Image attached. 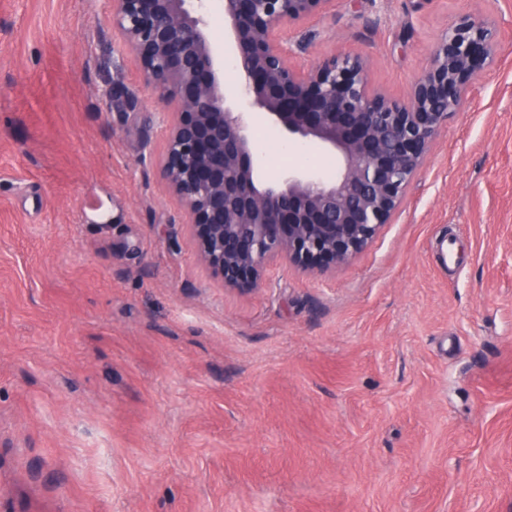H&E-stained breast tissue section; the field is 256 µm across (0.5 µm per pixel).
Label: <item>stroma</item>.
<instances>
[{"label":"stroma","mask_w":512,"mask_h":512,"mask_svg":"<svg viewBox=\"0 0 512 512\" xmlns=\"http://www.w3.org/2000/svg\"><path fill=\"white\" fill-rule=\"evenodd\" d=\"M110 11L0 0V512H512V0H332L278 30L296 70L358 56L404 102L460 18L499 48L361 254L277 259L252 293L200 263ZM116 81L133 109L106 111Z\"/></svg>","instance_id":"stroma-1"}]
</instances>
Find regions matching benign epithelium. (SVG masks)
Instances as JSON below:
<instances>
[{
    "label": "benign epithelium",
    "instance_id": "obj_1",
    "mask_svg": "<svg viewBox=\"0 0 512 512\" xmlns=\"http://www.w3.org/2000/svg\"><path fill=\"white\" fill-rule=\"evenodd\" d=\"M330 2L224 0L231 59L243 76L232 100L224 95L203 0H111L113 28L142 81L172 113L164 183L187 213L201 262L226 287L258 289L278 258L322 272L366 248L496 55V30L467 17L448 30L407 103L371 93L355 56H332L302 73L275 31L323 14ZM135 103L134 93L116 83L106 108ZM257 112L289 137L337 152L340 174L328 181L290 168L262 178L251 135Z\"/></svg>",
    "mask_w": 512,
    "mask_h": 512
}]
</instances>
